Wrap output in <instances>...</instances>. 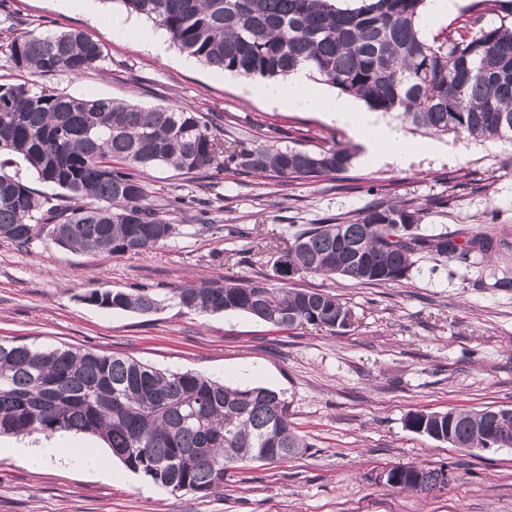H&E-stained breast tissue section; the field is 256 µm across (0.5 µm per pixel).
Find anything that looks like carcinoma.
Masks as SVG:
<instances>
[{"instance_id":"obj_1","label":"carcinoma","mask_w":512,"mask_h":512,"mask_svg":"<svg viewBox=\"0 0 512 512\" xmlns=\"http://www.w3.org/2000/svg\"><path fill=\"white\" fill-rule=\"evenodd\" d=\"M120 2L128 13L158 22L180 51L207 66L266 80H285L305 67L370 111L416 129L512 143V0H476L462 31L431 37L418 24L428 0ZM487 14L498 23H483ZM7 31L14 66L41 76L83 75L104 57L102 45L80 31ZM357 151L279 147L266 133L245 143L222 137L213 116L175 105L0 84V153L21 157L39 181L61 190H35L1 160L0 238L20 247L44 238L107 257L142 254L177 231L169 209L147 189L145 175L158 165L186 175L230 171L292 182L345 172ZM365 192L376 201L351 218L326 219L296 234L278 248L277 260L304 275L376 285L408 278L418 252L442 262L494 249L492 238L464 229L461 243L420 234L424 207L390 200L388 185ZM173 298L197 313L243 312L276 327L335 331L352 321L336 295L285 281L278 288L258 279L188 283ZM84 300L140 313L158 305L148 288L91 290ZM494 412L414 410L405 425L436 441L482 445ZM61 431L96 436L129 470L172 493L201 496L223 488L228 471L244 462L281 463L310 448L273 390L70 346L0 342V436ZM400 470L394 488L429 492L445 485L441 469Z\"/></svg>"}]
</instances>
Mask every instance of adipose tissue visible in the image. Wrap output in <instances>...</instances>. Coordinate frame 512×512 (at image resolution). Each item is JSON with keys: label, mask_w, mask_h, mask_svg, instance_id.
I'll list each match as a JSON object with an SVG mask.
<instances>
[{"label": "adipose tissue", "mask_w": 512, "mask_h": 512, "mask_svg": "<svg viewBox=\"0 0 512 512\" xmlns=\"http://www.w3.org/2000/svg\"><path fill=\"white\" fill-rule=\"evenodd\" d=\"M271 106L299 112H314L335 120L362 147L368 165L386 161L406 166L417 147L409 143L400 126L382 121L377 113L363 109L347 95L330 94L313 80L309 70L300 68L288 80L267 81L247 90ZM11 455L25 466L40 472L51 467L71 465L90 475H111L112 469L99 450L79 446L70 434L59 433L42 438L38 443L19 439L0 445V455Z\"/></svg>", "instance_id": "1"}]
</instances>
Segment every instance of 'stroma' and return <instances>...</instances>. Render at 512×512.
Here are the masks:
<instances>
[{
  "mask_svg": "<svg viewBox=\"0 0 512 512\" xmlns=\"http://www.w3.org/2000/svg\"><path fill=\"white\" fill-rule=\"evenodd\" d=\"M94 12L61 0H0V22L25 30H78L99 42V67L50 78L16 68L0 47V84L48 86L76 98L115 97L144 106L172 104L220 115L225 134L276 131L282 144L310 150L351 144L325 116L268 106L247 97L244 81L146 38L159 25L137 19L139 36L116 38L119 0H96ZM445 151L421 154L408 167H377L355 158L343 173L289 188L274 180L221 172L196 180L160 166L151 197L193 195L211 203L207 217L175 214L176 234L143 255L105 257L50 241L18 248L0 239V342L68 345L131 357L163 371H192L236 386L265 387L289 406L309 450L283 463L232 470L205 497L172 493L113 461V479L73 467L42 472L0 457V512H512V448L468 450L405 425L413 410L479 411L512 406V288L491 269H512V144L438 138ZM396 183L399 195L427 206L425 235L466 229L502 242L485 261L420 254L398 283L359 285L303 275L294 288L327 290L350 308L340 332L277 328L242 312L198 314L176 305L190 282L259 278L275 283L274 253L230 236L257 227L270 241L290 238L321 219L359 211L369 183ZM152 289L150 313L88 304L87 292ZM448 469L446 487L400 490L376 479L381 469Z\"/></svg>",
  "mask_w": 512,
  "mask_h": 512,
  "instance_id": "1",
  "label": "stroma"
}]
</instances>
